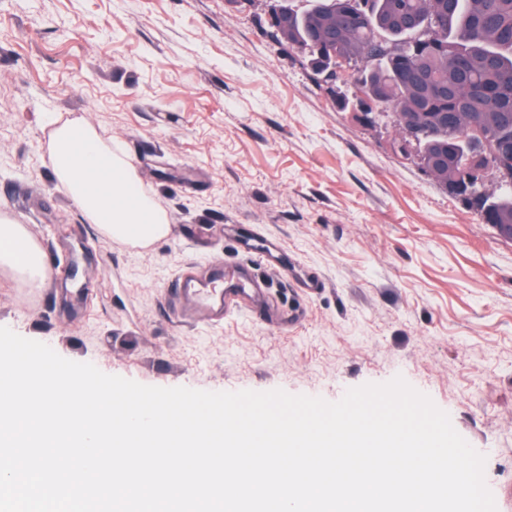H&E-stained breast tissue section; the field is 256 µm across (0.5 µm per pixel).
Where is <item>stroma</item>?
Returning <instances> with one entry per match:
<instances>
[{
    "label": "stroma",
    "instance_id": "1",
    "mask_svg": "<svg viewBox=\"0 0 512 512\" xmlns=\"http://www.w3.org/2000/svg\"><path fill=\"white\" fill-rule=\"evenodd\" d=\"M270 0H0V221L50 278L0 265V326L157 387L338 401L402 376L486 458L512 512V241L402 154L360 68L318 83L270 36ZM94 128L166 212L148 247L109 240L60 190L47 116ZM276 244L284 272L247 257ZM251 266L271 320L168 307Z\"/></svg>",
    "mask_w": 512,
    "mask_h": 512
}]
</instances>
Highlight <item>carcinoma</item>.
Returning <instances> with one entry per match:
<instances>
[{
  "mask_svg": "<svg viewBox=\"0 0 512 512\" xmlns=\"http://www.w3.org/2000/svg\"><path fill=\"white\" fill-rule=\"evenodd\" d=\"M289 2L282 0L271 37L278 42L300 38L313 64L320 62L322 47L310 40L306 22L316 17L331 20L347 9L365 6L362 23L343 31V54L348 61L363 64L362 93L375 96L380 106L396 109L400 132L429 116L418 102L410 73L420 70L434 86L455 87L454 99L433 103L439 113L448 114V124L419 147L423 161L455 140L448 167L436 175L442 184L464 181L462 156L478 146L463 137L475 131L494 135L505 124L512 129V0H456L451 5L448 0H314L301 12ZM398 12L417 17L421 25L435 19V29L426 33L431 44L414 51L413 44L420 40L417 33L389 25ZM489 85L498 86L499 95H483ZM479 197V213L488 214L494 224L512 225V194Z\"/></svg>",
  "mask_w": 512,
  "mask_h": 512,
  "instance_id": "obj_1",
  "label": "carcinoma"
}]
</instances>
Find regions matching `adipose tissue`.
I'll return each mask as SVG.
<instances>
[{"label": "adipose tissue", "mask_w": 512, "mask_h": 512, "mask_svg": "<svg viewBox=\"0 0 512 512\" xmlns=\"http://www.w3.org/2000/svg\"><path fill=\"white\" fill-rule=\"evenodd\" d=\"M49 163L59 186L104 237L146 247L168 236L167 215L139 190L130 158L94 129L77 122L55 125ZM0 262L35 279L48 276L33 240L16 224L0 225Z\"/></svg>", "instance_id": "ef3b65f1"}]
</instances>
